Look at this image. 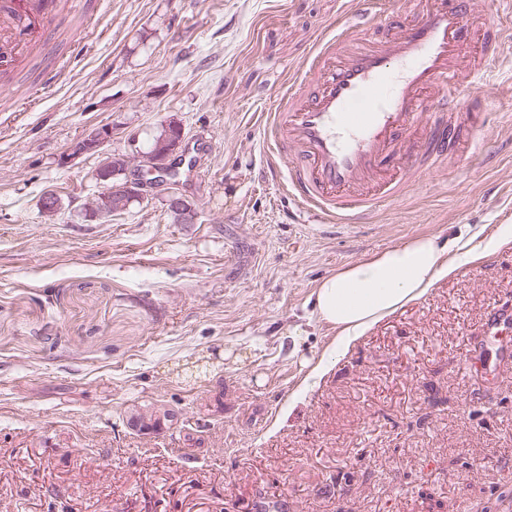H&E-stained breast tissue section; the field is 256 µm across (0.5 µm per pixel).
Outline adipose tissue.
<instances>
[{"instance_id": "adipose-tissue-1", "label": "adipose tissue", "mask_w": 512, "mask_h": 512, "mask_svg": "<svg viewBox=\"0 0 512 512\" xmlns=\"http://www.w3.org/2000/svg\"><path fill=\"white\" fill-rule=\"evenodd\" d=\"M511 246L509 227L480 251L419 234L322 278L314 291L315 311L336 339L313 367L306 390L317 387L331 366L376 325L455 275L464 261Z\"/></svg>"}]
</instances>
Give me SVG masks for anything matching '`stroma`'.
Returning a JSON list of instances; mask_svg holds the SVG:
<instances>
[{
	"label": "stroma",
	"instance_id": "1",
	"mask_svg": "<svg viewBox=\"0 0 512 512\" xmlns=\"http://www.w3.org/2000/svg\"><path fill=\"white\" fill-rule=\"evenodd\" d=\"M347 0H97L55 23L32 78L0 86V512H512V247L463 264L380 323L294 411L334 339L327 275L416 234L512 225V42L477 95L464 162L422 177L367 224H318L271 175L259 126L287 67ZM207 143L196 181L141 178L88 223L112 129L148 150L169 116ZM65 209L48 220L43 195ZM195 203L174 223L165 200ZM178 415L141 434L127 419Z\"/></svg>",
	"mask_w": 512,
	"mask_h": 512
}]
</instances>
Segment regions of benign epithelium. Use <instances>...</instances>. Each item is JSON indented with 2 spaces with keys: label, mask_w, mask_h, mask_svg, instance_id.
I'll return each instance as SVG.
<instances>
[{
  "label": "benign epithelium",
  "mask_w": 512,
  "mask_h": 512,
  "mask_svg": "<svg viewBox=\"0 0 512 512\" xmlns=\"http://www.w3.org/2000/svg\"><path fill=\"white\" fill-rule=\"evenodd\" d=\"M181 121L171 116L162 125L157 145L148 152L112 153L105 151V146L112 141V128L101 127L71 144L62 158L67 164L73 159L85 154H100L104 156L99 179L107 181L103 190L84 208V221L92 223L111 215L117 208H127L140 196L139 184L129 178L132 166L146 167L151 171L163 172L168 167V161L176 155L183 140ZM168 211L179 224H192L197 218L194 205L187 199L173 194L166 200ZM63 207L62 199L54 193L42 197L41 209L48 218L56 216ZM172 418L174 413L160 407L142 410L129 419V426L139 432H149L157 429L162 418Z\"/></svg>",
  "instance_id": "7a95c632"
}]
</instances>
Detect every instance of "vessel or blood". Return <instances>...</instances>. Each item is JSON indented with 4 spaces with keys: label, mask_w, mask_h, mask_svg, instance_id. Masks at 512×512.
<instances>
[{
    "label": "vessel or blood",
    "mask_w": 512,
    "mask_h": 512,
    "mask_svg": "<svg viewBox=\"0 0 512 512\" xmlns=\"http://www.w3.org/2000/svg\"><path fill=\"white\" fill-rule=\"evenodd\" d=\"M475 27L472 0H406L402 22L374 25L373 0H352L313 42L261 122L284 188L323 224H365L403 199L456 145L473 93L493 84L500 45L512 39V0ZM52 25L55 0H0V71L49 40L24 39L21 16ZM405 158L402 173L373 182Z\"/></svg>",
    "instance_id": "vessel-or-blood-1"
}]
</instances>
